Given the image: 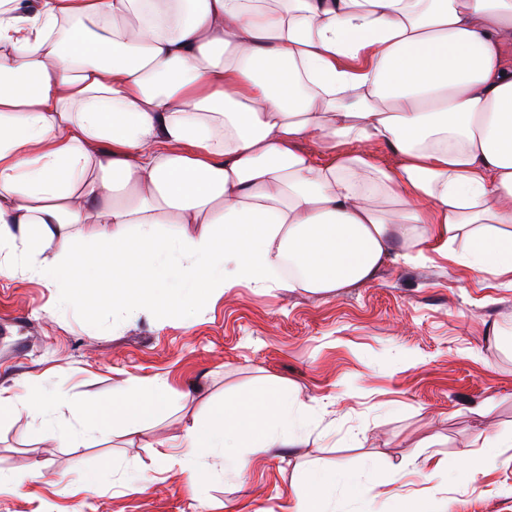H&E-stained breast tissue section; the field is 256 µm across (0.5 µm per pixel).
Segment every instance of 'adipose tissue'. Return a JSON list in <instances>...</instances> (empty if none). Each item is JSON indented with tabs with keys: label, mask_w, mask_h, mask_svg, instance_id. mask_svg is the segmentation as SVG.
<instances>
[{
	"label": "adipose tissue",
	"mask_w": 512,
	"mask_h": 512,
	"mask_svg": "<svg viewBox=\"0 0 512 512\" xmlns=\"http://www.w3.org/2000/svg\"><path fill=\"white\" fill-rule=\"evenodd\" d=\"M428 250L512 286V0H0L1 276L68 288L112 253L138 288L106 302L169 315L237 284L334 293ZM35 403L33 436L68 442L175 406L158 380L77 407L0 388L1 416ZM308 431L261 383L186 423L182 467Z\"/></svg>",
	"instance_id": "ef3b65f1"
}]
</instances>
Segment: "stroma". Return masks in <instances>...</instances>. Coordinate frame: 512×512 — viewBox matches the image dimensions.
Masks as SVG:
<instances>
[{
	"mask_svg": "<svg viewBox=\"0 0 512 512\" xmlns=\"http://www.w3.org/2000/svg\"><path fill=\"white\" fill-rule=\"evenodd\" d=\"M86 284L74 279L59 314L58 289L0 278V386L45 384L79 404L164 380L178 406L134 436L80 448L31 439L36 412L0 417V473L42 471L1 491L0 512H296L308 474L334 471L379 484L365 503L336 497V512H398L411 497L434 512H512V288L492 277L390 260L371 283L334 294L239 285L184 315L90 313ZM260 380L308 406L306 442L241 449L240 473L198 449L188 483L169 438ZM486 433L495 464L457 479ZM429 458L441 464L433 476ZM91 472L99 481L82 489Z\"/></svg>",
	"mask_w": 512,
	"mask_h": 512,
	"instance_id": "stroma-1",
	"label": "stroma"
}]
</instances>
